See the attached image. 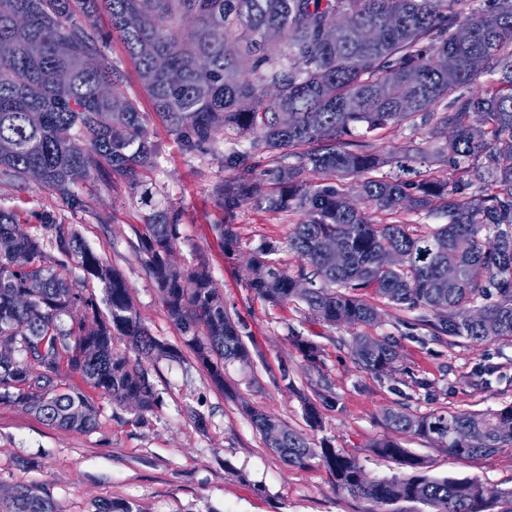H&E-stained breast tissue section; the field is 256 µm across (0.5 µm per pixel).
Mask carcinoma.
I'll list each match as a JSON object with an SVG mask.
<instances>
[{"instance_id": "cac0c4a2", "label": "carcinoma", "mask_w": 512, "mask_h": 512, "mask_svg": "<svg viewBox=\"0 0 512 512\" xmlns=\"http://www.w3.org/2000/svg\"><path fill=\"white\" fill-rule=\"evenodd\" d=\"M0 0V179L38 183L71 210L84 200L72 186L98 176L139 188V170L153 163L137 101L116 93L125 72L104 53L108 38L135 61L152 106L191 147L230 134L248 147L231 150L225 166L251 178L221 188L224 208L252 201L271 213L301 216L288 236L300 258L292 275L265 245L253 256L248 283L274 304L297 302L331 326H374L379 307L365 290L410 312L433 313L432 335L473 343H512V0ZM104 12L102 36L83 19ZM190 25L191 51L182 32ZM469 31L465 42L456 39ZM491 79H486V76ZM470 86L466 95L461 88ZM408 125L427 128L401 151L376 150L373 136ZM284 153L294 165L267 171L274 187L253 176L249 158ZM441 166H434L435 162ZM395 166L399 174L383 172ZM322 173L314 181L304 173ZM139 234L140 259L155 280L168 317L211 381L224 386V367L250 364L238 324L213 287L209 261L191 268L171 261L175 217L152 204ZM445 218L425 231L410 215ZM56 254L0 210V402L22 406L76 432L98 425L79 389H61V363L116 405L139 412L156 402L148 363L177 356L150 336L125 279L70 225L42 215ZM338 238L336 255L322 241ZM381 252L399 262L375 263ZM83 275L76 276L68 260ZM458 277L448 280V268ZM297 279L309 283L301 294ZM98 281L103 297L87 291ZM123 338L135 358L118 353ZM360 368L377 374L395 362L392 341L359 332L348 343ZM252 425L288 464L317 462L337 489L388 512L398 502L423 512H512V488L475 478L434 477L396 439L374 444L411 473L366 477L358 460L330 440L314 444L302 432L253 407ZM395 433L422 436L448 453L478 459L512 448V404L482 414L384 411ZM16 512H53L23 496Z\"/></svg>"}]
</instances>
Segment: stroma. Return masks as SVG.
<instances>
[{
  "instance_id": "35a3bbf8",
  "label": "stroma",
  "mask_w": 512,
  "mask_h": 512,
  "mask_svg": "<svg viewBox=\"0 0 512 512\" xmlns=\"http://www.w3.org/2000/svg\"><path fill=\"white\" fill-rule=\"evenodd\" d=\"M106 52L126 74L121 93L141 99L156 157L141 170L140 181L152 194L151 206L177 216L172 260L187 269L206 255L251 363L228 365L220 387L197 363L139 259L138 233L150 206L124 181L96 176L78 181L74 189L86 203L81 211L67 208L38 183L1 181L0 210L13 212L36 237L44 234L40 219L46 212L77 229L123 275L149 333L178 349L180 357L150 363L158 399L143 414L85 388L78 374L63 372V386L84 389L97 411L98 426L87 433L0 403V512H11V501L20 494L50 502L54 512H97L113 499L131 503L137 512H368L369 502L338 491L326 468L288 465L268 448L245 406L303 432L299 397L307 395L323 421L314 439H331L359 460L368 477L381 479L408 473L372 449L391 434L385 409L422 416L439 410L482 413L512 403V344L439 341L417 313L385 304L372 333L394 342L399 361L395 371L373 375L357 365L346 345L353 327L308 318L298 303L274 306L261 299L248 286L247 262L256 248L270 243L277 248L276 260L297 273L300 261L287 241L298 215H272L250 203L224 209L217 190L235 178L224 166L231 139L221 135L207 148L189 149L143 99L135 66L120 44L108 43ZM221 224L236 231L234 250L225 248L217 230ZM302 342L318 347L316 363L302 357ZM403 444L423 459L429 475L512 487L511 451L474 460L448 455L421 437H404Z\"/></svg>"
}]
</instances>
